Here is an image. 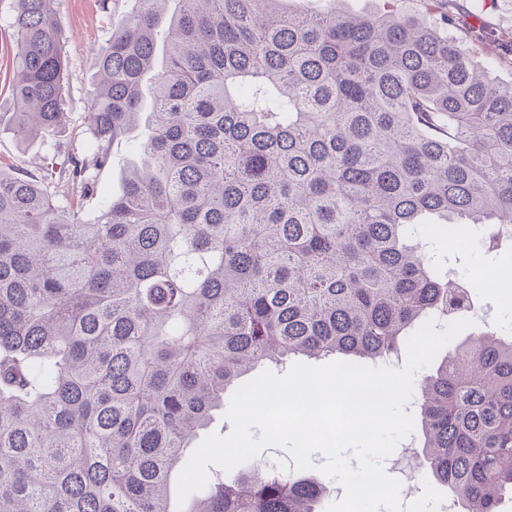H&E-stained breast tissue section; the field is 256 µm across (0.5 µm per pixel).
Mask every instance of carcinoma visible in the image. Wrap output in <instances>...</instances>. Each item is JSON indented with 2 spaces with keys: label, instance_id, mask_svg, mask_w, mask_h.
<instances>
[{
  "label": "carcinoma",
  "instance_id": "1",
  "mask_svg": "<svg viewBox=\"0 0 512 512\" xmlns=\"http://www.w3.org/2000/svg\"><path fill=\"white\" fill-rule=\"evenodd\" d=\"M56 2L12 0L25 139L69 127ZM118 2L85 136L38 175L0 169V512H174L170 480L226 391L293 358L394 359L473 305L426 239L512 243V86L460 48V0ZM145 121L122 193L86 208ZM416 421L424 474L460 512H499L512 335L448 344ZM323 492L258 463L184 512H322Z\"/></svg>",
  "mask_w": 512,
  "mask_h": 512
}]
</instances>
